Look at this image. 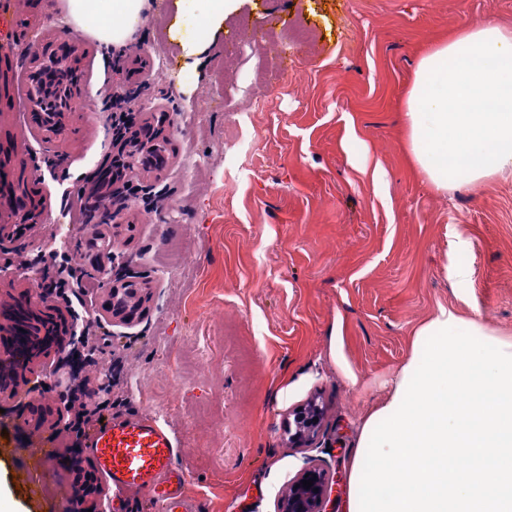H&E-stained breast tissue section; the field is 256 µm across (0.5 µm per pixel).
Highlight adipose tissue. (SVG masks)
<instances>
[{
    "label": "adipose tissue",
    "instance_id": "obj_1",
    "mask_svg": "<svg viewBox=\"0 0 512 512\" xmlns=\"http://www.w3.org/2000/svg\"><path fill=\"white\" fill-rule=\"evenodd\" d=\"M145 0H65L75 27L123 46ZM197 34L178 38L196 69L234 0H176ZM405 126L419 173L445 192L512 174V30L481 20L421 58ZM467 468L460 469L456 460ZM347 512H512V338L439 308L416 332L388 400L365 418Z\"/></svg>",
    "mask_w": 512,
    "mask_h": 512
}]
</instances>
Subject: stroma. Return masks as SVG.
Segmentation results:
<instances>
[{"instance_id":"stroma-1","label":"stroma","mask_w":512,"mask_h":512,"mask_svg":"<svg viewBox=\"0 0 512 512\" xmlns=\"http://www.w3.org/2000/svg\"><path fill=\"white\" fill-rule=\"evenodd\" d=\"M470 15L512 28V0H238L188 73L170 40L175 0H146L108 54L72 37L58 2L0 0V145L12 150L0 168L40 199L43 219L16 239L13 259L60 248L90 270L97 230L126 259L115 273L150 277V312L129 326L98 319L101 290L82 294L79 315L98 322L94 353L65 357L88 380L110 379V400L86 399L96 417L165 421L198 512H275L311 458L338 478L331 512H346L362 420L387 399L419 326L445 306L512 337V176L437 191L411 160L403 122L420 58ZM38 40L79 48L82 96L56 137L28 113L20 53ZM276 62L285 75L268 92ZM117 83L169 110L172 125L168 166L129 175L115 230L76 222L73 204L111 147ZM205 94L212 107L195 115ZM247 97L258 109L244 115ZM60 154L61 181L50 172ZM456 262L471 269L466 285L451 275ZM312 397L324 410L316 445L289 447L288 413ZM66 400L56 389L0 412V496L15 512H67L81 469L106 512H154L144 492L113 502L83 448L91 422L37 424Z\"/></svg>"}]
</instances>
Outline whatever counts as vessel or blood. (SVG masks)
Returning a JSON list of instances; mask_svg holds the SVG:
<instances>
[{
  "label": "vessel or blood",
  "instance_id": "1",
  "mask_svg": "<svg viewBox=\"0 0 512 512\" xmlns=\"http://www.w3.org/2000/svg\"><path fill=\"white\" fill-rule=\"evenodd\" d=\"M85 446L111 487L113 499L148 492L155 512H191L175 466L176 447L157 418L104 420L89 433Z\"/></svg>",
  "mask_w": 512,
  "mask_h": 512
}]
</instances>
